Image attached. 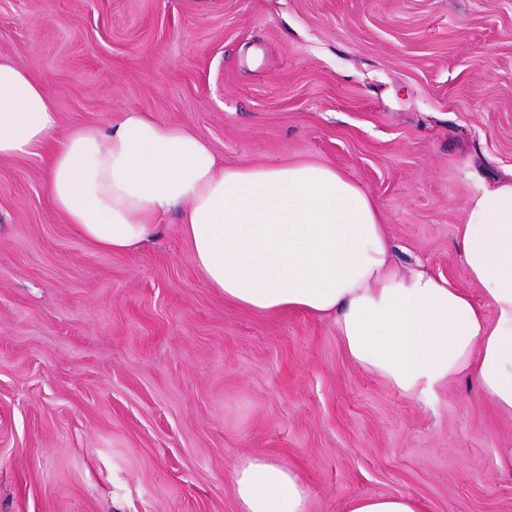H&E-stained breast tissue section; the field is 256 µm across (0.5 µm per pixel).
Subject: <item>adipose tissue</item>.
Listing matches in <instances>:
<instances>
[{"label":"adipose tissue","instance_id":"adipose-tissue-1","mask_svg":"<svg viewBox=\"0 0 512 512\" xmlns=\"http://www.w3.org/2000/svg\"><path fill=\"white\" fill-rule=\"evenodd\" d=\"M59 125L43 86L0 56V158L46 156L54 210L76 237L128 254L177 213L193 263L225 300L335 314L349 357L400 390L430 397L466 374L512 414V180L478 188L456 228L480 305L444 275L399 271L371 196L336 168L227 164L142 111L107 131ZM234 484L240 512H306V488L285 465L248 461Z\"/></svg>","mask_w":512,"mask_h":512}]
</instances>
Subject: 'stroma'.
I'll return each mask as SVG.
<instances>
[{"instance_id": "1", "label": "stroma", "mask_w": 512, "mask_h": 512, "mask_svg": "<svg viewBox=\"0 0 512 512\" xmlns=\"http://www.w3.org/2000/svg\"><path fill=\"white\" fill-rule=\"evenodd\" d=\"M0 55L61 130L139 110L228 163L344 172L400 270L483 302L455 235L512 178V0H0ZM252 458L291 466L308 512H512V416L468 377L411 395L335 317L226 301L176 215L103 252L55 216L43 157L1 158L0 512H239ZM345 512H421V505L400 494L369 495L351 501Z\"/></svg>"}]
</instances>
